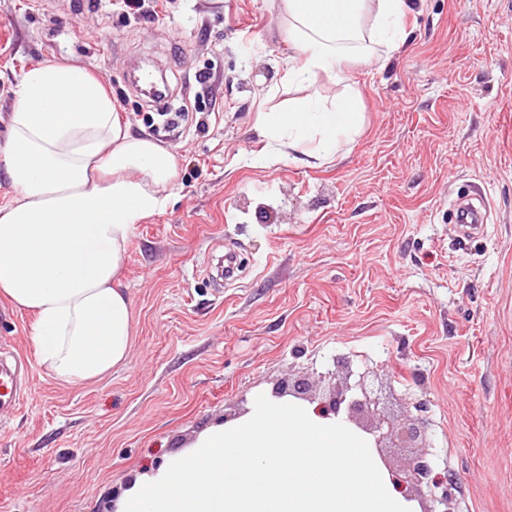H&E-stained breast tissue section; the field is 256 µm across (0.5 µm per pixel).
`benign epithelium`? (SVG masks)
I'll list each match as a JSON object with an SVG mask.
<instances>
[{
    "instance_id": "benign-epithelium-1",
    "label": "benign epithelium",
    "mask_w": 512,
    "mask_h": 512,
    "mask_svg": "<svg viewBox=\"0 0 512 512\" xmlns=\"http://www.w3.org/2000/svg\"><path fill=\"white\" fill-rule=\"evenodd\" d=\"M352 376L353 371H347L344 381L335 384L328 395L318 402L315 406L316 412L323 416H337L342 413L351 421L354 413L366 410L379 417L376 426L366 429V433L374 436L375 447H382L385 441L397 448L413 447V443L421 435L420 429L413 423H397L385 418L381 399L367 389L365 375H359V379L353 383L350 382ZM391 476L404 494L408 493L409 488L422 485L440 489L441 495L437 503L443 506V509L429 508L424 512H448L449 487L453 486L454 481L435 471L427 446H419L408 468L402 472L393 471Z\"/></svg>"
}]
</instances>
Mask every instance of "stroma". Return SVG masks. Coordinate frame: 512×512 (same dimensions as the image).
I'll list each match as a JSON object with an SVG mask.
<instances>
[{
  "label": "stroma",
  "mask_w": 512,
  "mask_h": 512,
  "mask_svg": "<svg viewBox=\"0 0 512 512\" xmlns=\"http://www.w3.org/2000/svg\"><path fill=\"white\" fill-rule=\"evenodd\" d=\"M403 23L387 63L289 83L273 0H172L149 22L92 0H0V146L22 75L76 61L180 159L131 236L125 365L59 384L31 315L0 297V347L31 379L0 411V512H114L137 475L258 395L305 379L319 397L320 375L349 368L390 392L389 418L426 403L450 512H512V0H413ZM135 66L166 76L177 126L146 122ZM347 94L362 129L334 161L301 165L260 135L259 113ZM466 193L490 211L460 242L450 203ZM228 251L221 284L207 271Z\"/></svg>",
  "instance_id": "stroma-1"
}]
</instances>
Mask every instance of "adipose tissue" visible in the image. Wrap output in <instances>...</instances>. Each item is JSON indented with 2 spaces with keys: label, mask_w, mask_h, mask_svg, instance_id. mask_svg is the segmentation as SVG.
I'll return each instance as SVG.
<instances>
[{
  "label": "adipose tissue",
  "mask_w": 512,
  "mask_h": 512,
  "mask_svg": "<svg viewBox=\"0 0 512 512\" xmlns=\"http://www.w3.org/2000/svg\"><path fill=\"white\" fill-rule=\"evenodd\" d=\"M409 0H280L298 57L288 81L344 78L352 54L396 51ZM4 172L15 192L0 207V293L34 321L39 364L78 386L127 362L133 319L121 273L135 224L158 211L179 159L122 122L86 67L46 63L17 84ZM263 136L316 166L336 159L359 131L353 96L303 100L258 117Z\"/></svg>",
  "instance_id": "obj_1"
}]
</instances>
